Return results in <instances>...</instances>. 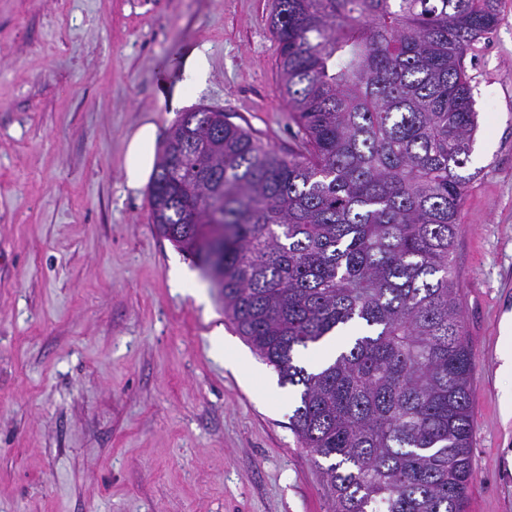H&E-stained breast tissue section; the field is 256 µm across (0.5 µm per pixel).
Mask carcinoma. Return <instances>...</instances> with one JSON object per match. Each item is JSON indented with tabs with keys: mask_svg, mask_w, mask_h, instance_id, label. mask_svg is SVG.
<instances>
[{
	"mask_svg": "<svg viewBox=\"0 0 512 512\" xmlns=\"http://www.w3.org/2000/svg\"><path fill=\"white\" fill-rule=\"evenodd\" d=\"M265 21L298 150L184 113L152 226L300 387L290 425L327 462L331 512H464L473 362L452 253L478 129L466 58L497 0H272ZM349 326L331 362L297 364Z\"/></svg>",
	"mask_w": 512,
	"mask_h": 512,
	"instance_id": "cac0c4a2",
	"label": "carcinoma"
}]
</instances>
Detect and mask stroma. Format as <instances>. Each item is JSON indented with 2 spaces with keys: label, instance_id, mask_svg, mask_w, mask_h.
Wrapping results in <instances>:
<instances>
[{
  "label": "stroma",
  "instance_id": "1",
  "mask_svg": "<svg viewBox=\"0 0 512 512\" xmlns=\"http://www.w3.org/2000/svg\"><path fill=\"white\" fill-rule=\"evenodd\" d=\"M271 0H0V512H329L280 385L126 192L128 136L223 110L280 156ZM466 63L479 128L453 249L471 376L465 512H512V0ZM206 87L158 109L192 49ZM187 287H179L177 277ZM232 343L230 368L218 341Z\"/></svg>",
  "mask_w": 512,
  "mask_h": 512
}]
</instances>
